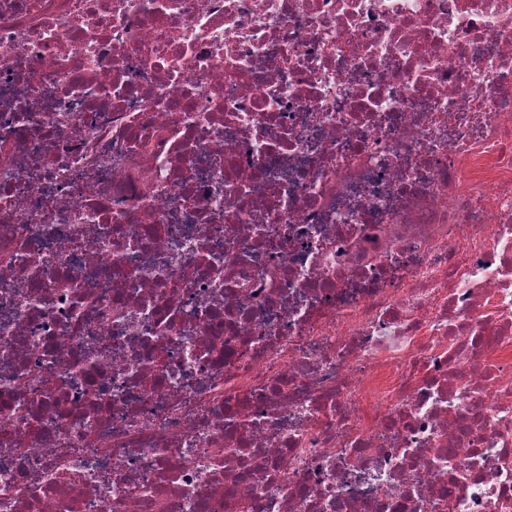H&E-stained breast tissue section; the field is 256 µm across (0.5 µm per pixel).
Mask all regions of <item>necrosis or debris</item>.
Masks as SVG:
<instances>
[{
  "mask_svg": "<svg viewBox=\"0 0 512 512\" xmlns=\"http://www.w3.org/2000/svg\"><path fill=\"white\" fill-rule=\"evenodd\" d=\"M0 512H512V0H0Z\"/></svg>",
  "mask_w": 512,
  "mask_h": 512,
  "instance_id": "necrosis-or-debris-1",
  "label": "necrosis or debris"
}]
</instances>
